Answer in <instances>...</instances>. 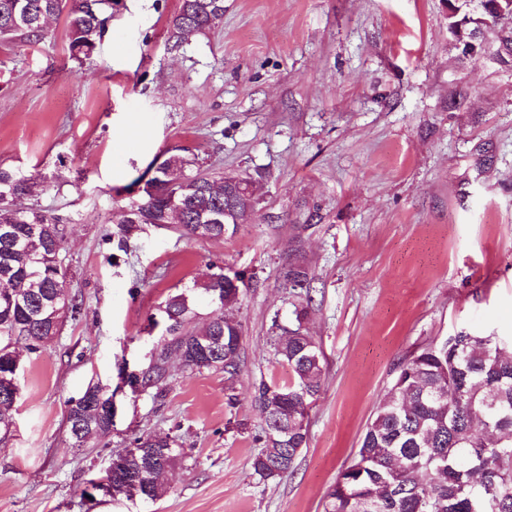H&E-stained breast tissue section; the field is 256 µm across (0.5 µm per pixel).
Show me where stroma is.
<instances>
[{
  "instance_id": "obj_1",
  "label": "stroma",
  "mask_w": 512,
  "mask_h": 512,
  "mask_svg": "<svg viewBox=\"0 0 512 512\" xmlns=\"http://www.w3.org/2000/svg\"><path fill=\"white\" fill-rule=\"evenodd\" d=\"M179 5L115 0L83 62L62 17L40 43L0 44V164L49 176L38 202L70 221L67 287L84 307L21 353L0 512H322L403 357L462 328L512 336V64L495 41L461 59L447 0H224L216 30L173 49ZM174 154L251 177L254 212L221 240L148 225L113 253L137 180ZM292 262L312 277L304 325L323 389L294 472L264 481L250 470L252 394L288 378L271 334L294 321ZM214 263L247 283L231 311L234 381L172 357L163 398L132 392L123 369L148 370L159 351L151 318ZM92 380L115 395L114 426L73 448L67 402ZM151 431L173 432L189 455L167 493H89Z\"/></svg>"
}]
</instances>
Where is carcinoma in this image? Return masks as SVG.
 Returning a JSON list of instances; mask_svg holds the SVG:
<instances>
[{
    "mask_svg": "<svg viewBox=\"0 0 512 512\" xmlns=\"http://www.w3.org/2000/svg\"><path fill=\"white\" fill-rule=\"evenodd\" d=\"M66 15L71 57L94 53L108 32L112 0H0V42L36 43L48 37L50 18ZM224 19V0H180L169 41L180 47L188 37L213 29ZM46 178L0 166V378L16 379L15 345L31 351L59 335L58 295L67 292L70 272L65 254L69 221L22 198L37 199ZM142 205L123 208L112 247L125 252L133 232L144 225H169L189 238L222 240L245 223L257 202L253 182L230 183L204 172L194 159L172 155L154 166L139 188ZM209 279L179 289L159 307L162 348L153 366L129 375L130 384L163 396L166 361L173 354L191 373L223 371L233 378L241 361V325L225 314L194 330L200 302L217 309L240 303L244 274L237 283L213 265ZM294 298L295 326L275 343V355L288 366L283 383L262 381L252 401L263 419L261 449L250 460L262 480L291 473L308 445L309 411L323 383V355L303 327L313 301L306 266L292 263L284 276ZM18 384H0V433L13 426ZM106 387L89 382L68 400L67 428L72 446L111 433ZM137 453L109 467L103 481L116 494L156 500L167 493L157 474L162 458H186L170 432L143 433L133 440ZM323 512H512V339L459 330L429 343L397 366V375L362 433L355 457L329 486Z\"/></svg>",
    "mask_w": 512,
    "mask_h": 512,
    "instance_id": "1",
    "label": "carcinoma"
}]
</instances>
